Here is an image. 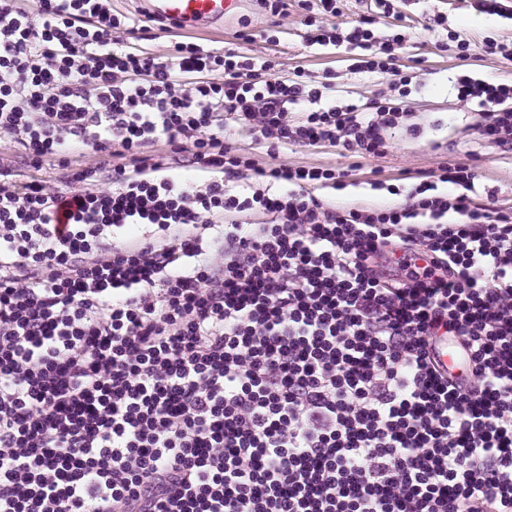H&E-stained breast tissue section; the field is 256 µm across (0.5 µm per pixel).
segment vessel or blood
<instances>
[{"label":"vessel or blood","instance_id":"1","mask_svg":"<svg viewBox=\"0 0 512 512\" xmlns=\"http://www.w3.org/2000/svg\"><path fill=\"white\" fill-rule=\"evenodd\" d=\"M147 15L177 29L223 23L237 12L241 0H144Z\"/></svg>","mask_w":512,"mask_h":512}]
</instances>
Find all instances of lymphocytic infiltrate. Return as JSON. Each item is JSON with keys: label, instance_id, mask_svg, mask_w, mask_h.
Returning a JSON list of instances; mask_svg holds the SVG:
<instances>
[{"label": "lymphocytic infiltrate", "instance_id": "lymphocytic-infiltrate-1", "mask_svg": "<svg viewBox=\"0 0 512 512\" xmlns=\"http://www.w3.org/2000/svg\"><path fill=\"white\" fill-rule=\"evenodd\" d=\"M316 26L359 105L112 0H0V512H512V209L443 163L406 205L226 139L385 150L401 37ZM512 148V84L458 76ZM465 348L444 369L440 338Z\"/></svg>", "mask_w": 512, "mask_h": 512}]
</instances>
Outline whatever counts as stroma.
I'll return each mask as SVG.
<instances>
[{"label": "stroma", "mask_w": 512, "mask_h": 512, "mask_svg": "<svg viewBox=\"0 0 512 512\" xmlns=\"http://www.w3.org/2000/svg\"><path fill=\"white\" fill-rule=\"evenodd\" d=\"M504 3L506 15L489 16L481 12L477 0H397L394 15L378 17L380 33L404 36L400 62L416 69L407 98L408 126L388 134L384 153L360 158V167L351 171L346 188L327 192V199L339 205L401 204L412 186L413 175L451 160L478 167L475 193L479 200L492 194L499 202L512 204V150L474 133L475 112L455 98L454 84L459 74L455 53L440 47L449 32H463L477 59L473 67L476 76L512 83V60L480 56L484 37L512 41V0ZM436 13L444 16L445 25L429 28L428 19ZM305 17L297 0H288V15L284 18L265 12L257 0H244L238 13L223 24L195 31L194 38L207 48H232L239 42V33L246 32L253 37L252 55L275 62L273 77L300 65L318 82L335 76L355 101L365 103L387 92L385 75L349 71L345 47L308 44L310 29ZM393 183L398 184L399 194L388 192V185Z\"/></svg>", "instance_id": "stroma-1"}]
</instances>
